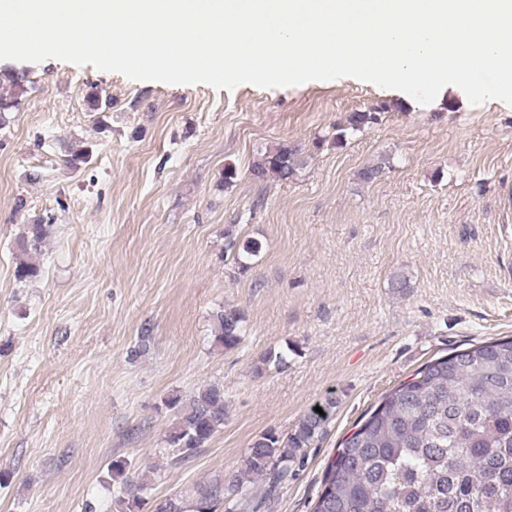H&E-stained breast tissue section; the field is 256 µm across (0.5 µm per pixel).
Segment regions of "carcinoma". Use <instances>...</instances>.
<instances>
[{"label": "carcinoma", "instance_id": "carcinoma-1", "mask_svg": "<svg viewBox=\"0 0 512 512\" xmlns=\"http://www.w3.org/2000/svg\"><path fill=\"white\" fill-rule=\"evenodd\" d=\"M386 109L383 104L348 113L336 127V143L377 122ZM298 153L280 144L254 162L251 174L287 181L302 165ZM47 236V225L27 226L19 278L40 272L29 255L41 251ZM226 239L239 271H248L262 244L246 240L239 247L230 229ZM244 332L239 310L213 316L214 343L221 348H236ZM335 404L326 399L323 413L310 409L286 434L260 435L236 473L165 498L152 512H217L227 500L235 512H254L256 482L266 480L270 494L302 466L308 448L324 437ZM165 406L177 414L169 444L184 458L224 427L219 384L173 395ZM311 512H512V337L433 359L385 395L340 441Z\"/></svg>", "mask_w": 512, "mask_h": 512}]
</instances>
